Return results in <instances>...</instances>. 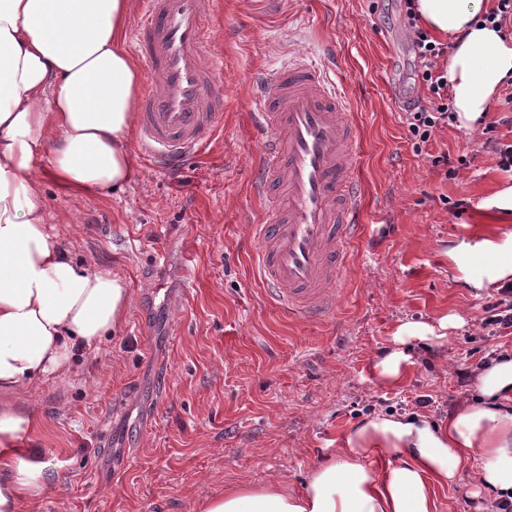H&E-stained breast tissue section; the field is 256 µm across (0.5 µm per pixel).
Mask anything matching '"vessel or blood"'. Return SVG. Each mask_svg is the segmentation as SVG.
<instances>
[{
	"label": "vessel or blood",
	"instance_id": "vessel-or-blood-1",
	"mask_svg": "<svg viewBox=\"0 0 512 512\" xmlns=\"http://www.w3.org/2000/svg\"><path fill=\"white\" fill-rule=\"evenodd\" d=\"M209 7V0H146L134 31L152 75L139 138L169 170L222 121L223 58L208 48ZM248 106L264 137L252 189L272 218L249 227L261 244L257 273L279 308L320 316L344 292L348 247L360 224V134L350 104L326 68L299 58L263 72Z\"/></svg>",
	"mask_w": 512,
	"mask_h": 512
}]
</instances>
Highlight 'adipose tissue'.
I'll list each match as a JSON object with an SVG mask.
<instances>
[{"label": "adipose tissue", "mask_w": 512, "mask_h": 512, "mask_svg": "<svg viewBox=\"0 0 512 512\" xmlns=\"http://www.w3.org/2000/svg\"><path fill=\"white\" fill-rule=\"evenodd\" d=\"M133 0H0V512H25L49 487L30 447L20 398L64 377L77 356L119 328L130 303L112 268L73 258L45 223L35 161L71 197L135 181L131 133L141 72L127 30ZM420 28L451 41L448 83L458 127L477 126L512 82V34L485 15L490 0H413ZM496 257L473 275L465 254ZM449 259L478 291L512 281V229L452 247ZM475 402L444 426L375 418L349 432L301 492L225 486L202 512H436V491L473 480L512 501V356L479 371ZM377 465H369V458Z\"/></svg>", "instance_id": "obj_1"}]
</instances>
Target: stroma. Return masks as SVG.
Returning a JSON list of instances; mask_svg holds the SVG:
<instances>
[{
    "mask_svg": "<svg viewBox=\"0 0 512 512\" xmlns=\"http://www.w3.org/2000/svg\"><path fill=\"white\" fill-rule=\"evenodd\" d=\"M206 21L224 58V117L211 143L173 172L136 154L140 177L117 192L75 200L43 183L48 226L75 259L121 275L132 302L69 377L20 402L54 480L30 512H201L237 482L298 492L362 421L446 422L476 394L459 373L491 352L512 355V335L487 336L478 322L490 293L468 288L448 258L449 247L498 228L480 204L512 175L478 130L452 124L414 151L404 114L430 93L414 79L401 0H212ZM300 51L352 78L365 206L346 292L315 321L271 302L247 229L265 216L250 192L262 149L247 107L252 81ZM444 154L471 164L447 179L433 163ZM451 199L464 201L461 216ZM452 311L465 323L449 338L398 345L400 325L434 326ZM400 346L414 364L399 384H383L374 365ZM475 468L438 490L437 512H479Z\"/></svg>",
    "mask_w": 512,
    "mask_h": 512,
    "instance_id": "35a3bbf8",
    "label": "stroma"
}]
</instances>
